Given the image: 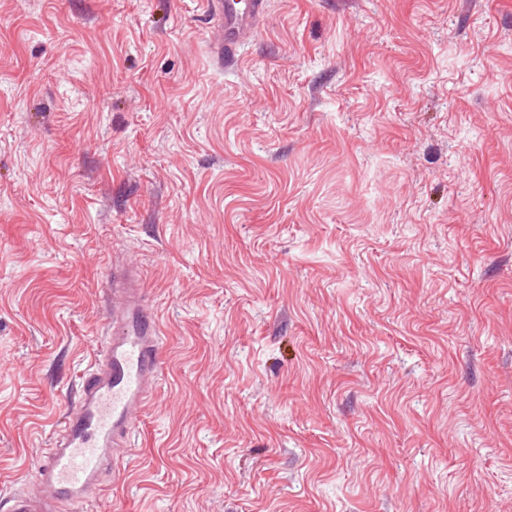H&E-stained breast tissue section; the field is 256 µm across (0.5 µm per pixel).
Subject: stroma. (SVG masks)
Wrapping results in <instances>:
<instances>
[{"instance_id":"35a3bbf8","label":"stroma","mask_w":512,"mask_h":512,"mask_svg":"<svg viewBox=\"0 0 512 512\" xmlns=\"http://www.w3.org/2000/svg\"><path fill=\"white\" fill-rule=\"evenodd\" d=\"M0 0V512L137 269L163 371L88 512H512V0ZM218 32L217 56L231 63L239 47L262 26L266 0H207Z\"/></svg>"}]
</instances>
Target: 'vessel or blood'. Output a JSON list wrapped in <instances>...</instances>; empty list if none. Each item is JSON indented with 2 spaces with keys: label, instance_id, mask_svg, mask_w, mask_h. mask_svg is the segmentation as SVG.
Listing matches in <instances>:
<instances>
[{
  "label": "vessel or blood",
  "instance_id": "obj_1",
  "mask_svg": "<svg viewBox=\"0 0 512 512\" xmlns=\"http://www.w3.org/2000/svg\"><path fill=\"white\" fill-rule=\"evenodd\" d=\"M217 26L216 52L232 62L262 26L266 0H207ZM111 331L83 372L78 397L33 479L15 495L11 512H86L105 476L116 470L135 419L157 386L162 337L140 276L112 270Z\"/></svg>",
  "mask_w": 512,
  "mask_h": 512
}]
</instances>
